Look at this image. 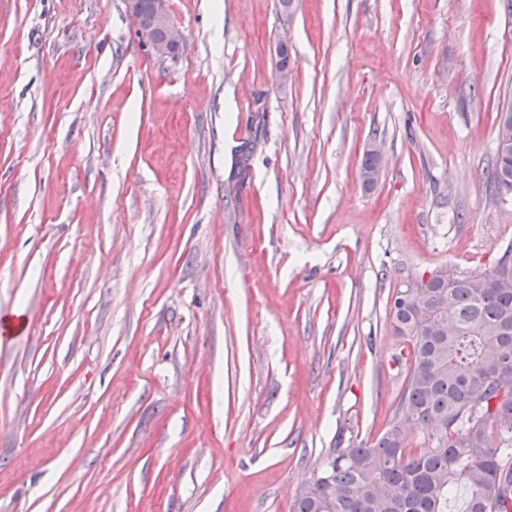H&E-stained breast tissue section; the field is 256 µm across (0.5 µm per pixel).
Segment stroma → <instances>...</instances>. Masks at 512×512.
<instances>
[{
	"label": "stroma",
	"mask_w": 512,
	"mask_h": 512,
	"mask_svg": "<svg viewBox=\"0 0 512 512\" xmlns=\"http://www.w3.org/2000/svg\"><path fill=\"white\" fill-rule=\"evenodd\" d=\"M167 7L0 0V512H291L394 417L397 286L512 243V0ZM124 3L127 12L137 21L139 34L143 42L160 52H164L167 45L180 44L182 35L170 19L167 0H141L143 14L149 12L152 4L151 18L148 24H142L138 17L139 0H124ZM156 30L163 33V41L161 43L154 41L153 32ZM490 179L499 193L503 186L512 185V145L502 150L498 143Z\"/></svg>",
	"instance_id": "1"
}]
</instances>
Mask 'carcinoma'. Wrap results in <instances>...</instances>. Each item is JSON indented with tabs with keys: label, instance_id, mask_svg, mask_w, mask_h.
Segmentation results:
<instances>
[{
	"label": "carcinoma",
	"instance_id": "cac0c4a2",
	"mask_svg": "<svg viewBox=\"0 0 512 512\" xmlns=\"http://www.w3.org/2000/svg\"><path fill=\"white\" fill-rule=\"evenodd\" d=\"M496 191L512 185V145L497 149ZM482 274L487 287L470 278ZM497 267L434 277L392 326L413 345L393 421L369 447L333 449L331 480L305 486L292 512H512V283ZM408 408L411 417L402 414ZM431 448L407 450V433Z\"/></svg>",
	"mask_w": 512,
	"mask_h": 512
}]
</instances>
